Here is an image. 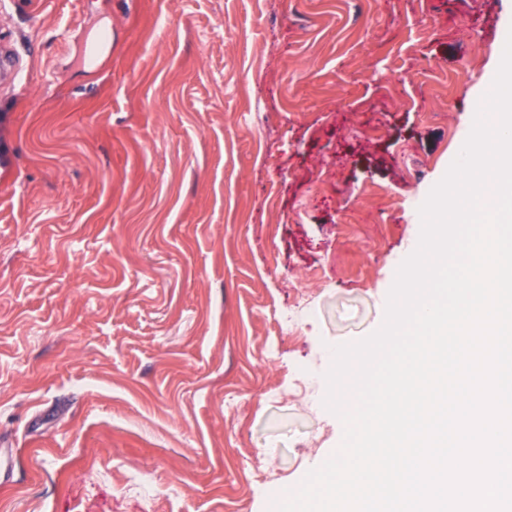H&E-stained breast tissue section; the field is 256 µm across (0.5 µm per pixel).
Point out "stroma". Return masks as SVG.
Masks as SVG:
<instances>
[{"label":"stroma","mask_w":512,"mask_h":512,"mask_svg":"<svg viewBox=\"0 0 512 512\" xmlns=\"http://www.w3.org/2000/svg\"><path fill=\"white\" fill-rule=\"evenodd\" d=\"M510 27L512 0H0V512H274L340 445L331 348L382 325Z\"/></svg>","instance_id":"obj_1"}]
</instances>
